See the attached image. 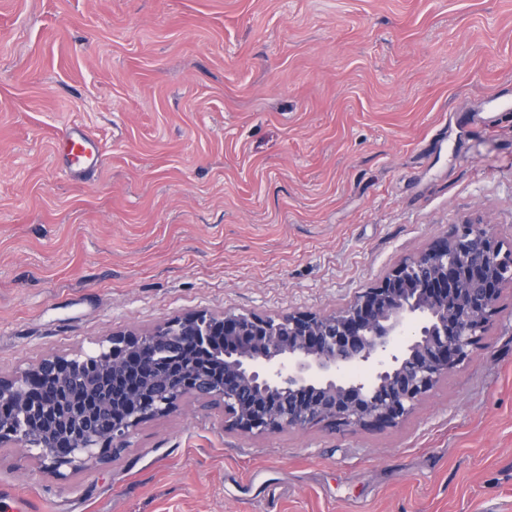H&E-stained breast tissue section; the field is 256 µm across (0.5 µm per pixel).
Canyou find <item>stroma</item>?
Here are the masks:
<instances>
[{
  "label": "stroma",
  "mask_w": 512,
  "mask_h": 512,
  "mask_svg": "<svg viewBox=\"0 0 512 512\" xmlns=\"http://www.w3.org/2000/svg\"><path fill=\"white\" fill-rule=\"evenodd\" d=\"M506 106L490 110L491 95ZM99 144L93 179L58 156ZM512 251V0H0V374L190 312L328 314L452 226ZM35 512H512V285L398 424L182 397ZM94 149L98 151L97 145L79 126H72L65 132L60 150L66 160V169L70 175L87 178L94 174L96 171L94 168H81L75 165L80 158L91 156Z\"/></svg>",
  "instance_id": "obj_1"
}]
</instances>
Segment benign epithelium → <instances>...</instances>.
<instances>
[{"label":"benign epithelium","mask_w":512,"mask_h":512,"mask_svg":"<svg viewBox=\"0 0 512 512\" xmlns=\"http://www.w3.org/2000/svg\"><path fill=\"white\" fill-rule=\"evenodd\" d=\"M512 284V253L477 224H461L415 258L401 261L375 287L331 315L290 313L281 317L187 314L172 322L186 350L205 348L222 333L220 384L186 378L134 401L127 419L101 434L90 431L63 451L52 439L5 418V408L24 406L35 367L20 376H0V444L13 441L37 450L49 472L62 476L96 459V449L125 447L131 429L146 415L166 413L185 389L224 407L229 425L244 434H270L320 422L390 426L406 417L448 371L463 362L496 311L501 289ZM97 356L117 365L130 357L153 365L168 346V326L129 343L120 334ZM55 388L83 370L84 361L50 360ZM315 389L309 403L285 401Z\"/></svg>","instance_id":"7a95c632"}]
</instances>
